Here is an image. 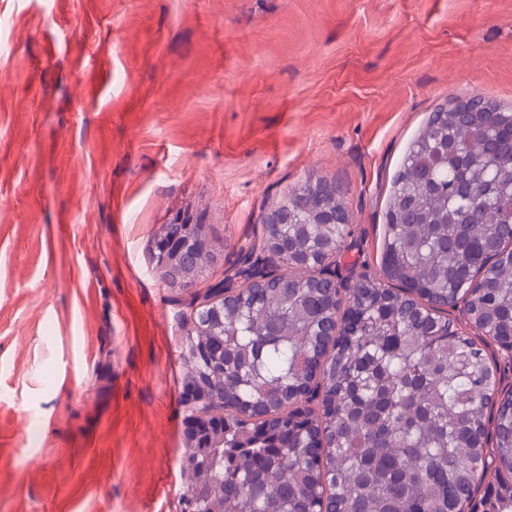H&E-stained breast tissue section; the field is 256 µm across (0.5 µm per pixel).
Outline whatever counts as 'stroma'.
Here are the masks:
<instances>
[{
  "label": "stroma",
  "instance_id": "1",
  "mask_svg": "<svg viewBox=\"0 0 512 512\" xmlns=\"http://www.w3.org/2000/svg\"><path fill=\"white\" fill-rule=\"evenodd\" d=\"M512 107V0H0V512H182L191 300L291 189L349 282L431 112ZM200 219L196 288L153 267Z\"/></svg>",
  "mask_w": 512,
  "mask_h": 512
}]
</instances>
